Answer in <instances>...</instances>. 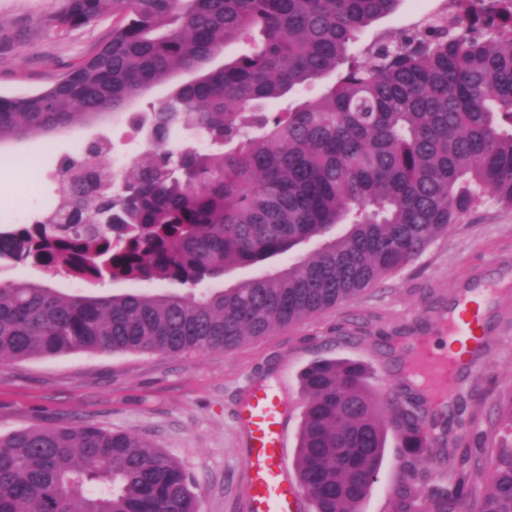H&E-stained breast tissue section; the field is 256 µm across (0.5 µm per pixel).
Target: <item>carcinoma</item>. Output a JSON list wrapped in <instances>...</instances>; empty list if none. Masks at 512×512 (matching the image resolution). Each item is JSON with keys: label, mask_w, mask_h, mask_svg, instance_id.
Wrapping results in <instances>:
<instances>
[{"label": "carcinoma", "mask_w": 512, "mask_h": 512, "mask_svg": "<svg viewBox=\"0 0 512 512\" xmlns=\"http://www.w3.org/2000/svg\"><path fill=\"white\" fill-rule=\"evenodd\" d=\"M403 0H64L44 26L62 36L112 16V36L48 89L0 97V143L130 114L174 75L145 159L123 188L77 166L108 168L107 139L65 158L59 212L0 232V259L88 283L167 282L182 291L66 295L0 282V361L71 352L190 355L229 351L340 303L418 260L484 199L512 206V4L465 9L423 32L362 35ZM242 43L247 50L214 58ZM336 75L285 112L263 105ZM193 130L207 148L171 145ZM319 246L274 273L196 292L240 267ZM306 404L295 465L312 512H360L379 474L387 420L415 461L392 512H512V444L490 457L471 504L466 480L425 487L416 463L445 453L435 406L387 403L357 362L320 359L300 374ZM0 512H200L183 466L140 435L95 424L0 437Z\"/></svg>", "instance_id": "carcinoma-1"}]
</instances>
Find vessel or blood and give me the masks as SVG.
I'll return each mask as SVG.
<instances>
[{
  "label": "vessel or blood",
  "mask_w": 512,
  "mask_h": 512,
  "mask_svg": "<svg viewBox=\"0 0 512 512\" xmlns=\"http://www.w3.org/2000/svg\"><path fill=\"white\" fill-rule=\"evenodd\" d=\"M484 281L465 285L448 316V332L456 338L483 335L484 314L480 300L487 292ZM457 366L455 356L438 357L430 348H422L419 373L426 382L451 384ZM280 394L255 389L249 395L244 418L250 431L246 467L250 485L251 512H301L299 489L286 476L283 409Z\"/></svg>",
  "instance_id": "vessel-or-blood-1"
}]
</instances>
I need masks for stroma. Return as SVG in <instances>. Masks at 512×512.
Returning <instances> with one entry per match:
<instances>
[{
	"instance_id": "obj_1",
	"label": "stroma",
	"mask_w": 512,
	"mask_h": 512,
	"mask_svg": "<svg viewBox=\"0 0 512 512\" xmlns=\"http://www.w3.org/2000/svg\"><path fill=\"white\" fill-rule=\"evenodd\" d=\"M61 6L62 0H0V35L14 40L8 51H0V96L50 87L111 35L108 17L61 37L47 31L43 19ZM98 133L112 139L121 157L144 151L140 135L126 123L109 120L0 145V230L43 212L54 198L52 173ZM507 273L512 275V208L488 199L417 261L355 301L246 340L233 350L189 356L74 352L0 362V435L77 423L138 433L183 465L201 512H249V431L241 414L251 390L271 387L283 396L291 459L305 404L298 376L317 359L362 363L381 394L411 392L431 398V388L406 384L405 374L417 367L421 341L432 339L439 349H447L448 313L461 285L479 278L501 285L486 315L487 346L463 356L441 425L448 436L460 439L469 462L461 471L434 459L422 464L435 483L467 472L468 488L475 494L489 476L487 456L496 441L498 408L512 398V287L501 284ZM11 280L89 295L135 288L131 282L90 284L42 267L1 264L0 281ZM408 460L396 429H388L378 479L361 512H392Z\"/></svg>"
}]
</instances>
